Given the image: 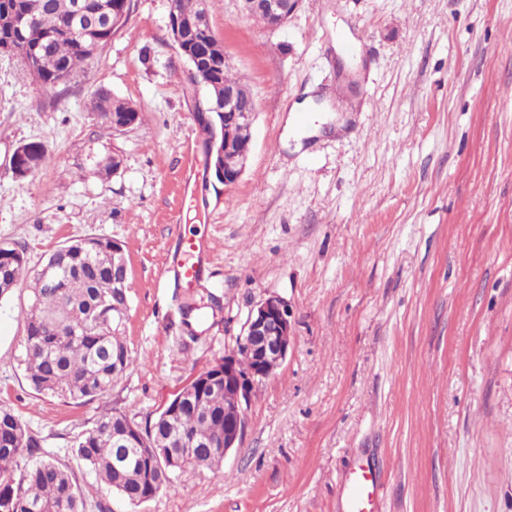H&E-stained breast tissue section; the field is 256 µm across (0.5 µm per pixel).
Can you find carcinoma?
Returning a JSON list of instances; mask_svg holds the SVG:
<instances>
[{
	"mask_svg": "<svg viewBox=\"0 0 512 512\" xmlns=\"http://www.w3.org/2000/svg\"><path fill=\"white\" fill-rule=\"evenodd\" d=\"M93 19L125 7L124 0H90ZM76 0H19L18 6L33 19L26 41L33 51L19 55L27 70L46 86L72 77L79 65L104 48L112 35L100 29L86 37L62 29ZM206 0H171L170 13L201 18L202 28L190 32L191 52L204 54L212 36L205 13ZM121 114L131 111L127 102L101 91L91 108L107 126L106 106ZM39 142L24 144L20 166L34 174L45 160ZM0 297L21 284L26 272L24 252L0 244ZM60 259L54 278L33 274L34 287L25 315L26 377L37 392L49 393L67 403L102 399L114 382L133 364L124 336L113 333L121 310L128 308L126 293L113 278L127 267L123 254L112 252V240L87 235L73 240ZM224 436V388L204 384L177 410L162 411L141 425L127 414L106 409L92 426L79 432L72 452L91 469L112 494L132 503L155 496L171 482V464L181 447L194 441L188 465L214 469L223 463L218 448L207 444ZM84 491L74 475L41 452L38 439L11 410L0 408V512H82Z\"/></svg>",
	"mask_w": 512,
	"mask_h": 512,
	"instance_id": "obj_1",
	"label": "carcinoma"
}]
</instances>
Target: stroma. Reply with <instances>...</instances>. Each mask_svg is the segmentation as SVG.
<instances>
[{
  "label": "stroma",
  "mask_w": 512,
  "mask_h": 512,
  "mask_svg": "<svg viewBox=\"0 0 512 512\" xmlns=\"http://www.w3.org/2000/svg\"><path fill=\"white\" fill-rule=\"evenodd\" d=\"M207 8L257 107L230 186L205 173L170 0H132L108 45L53 88L0 53V243L33 271L77 236L119 242L134 358L106 401L36 392L29 290L16 289L0 298V407L72 469L83 512H341L360 459L383 475L384 512H512V0H300L276 29L242 0ZM102 90L137 108L132 130L92 111ZM309 96L327 122L295 152L286 118ZM29 142L47 161L20 180L10 157ZM107 151L121 165L105 178ZM182 234L212 246L190 292L159 270ZM270 295L290 305L293 343L220 471L186 468L135 508L99 494L74 436L106 407L155 416Z\"/></svg>",
  "instance_id": "1"
}]
</instances>
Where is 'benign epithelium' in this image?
Instances as JSON below:
<instances>
[{"instance_id":"7a95c632","label":"benign epithelium","mask_w":512,"mask_h":512,"mask_svg":"<svg viewBox=\"0 0 512 512\" xmlns=\"http://www.w3.org/2000/svg\"><path fill=\"white\" fill-rule=\"evenodd\" d=\"M249 13L266 15L268 26L284 25L297 9L299 0H243ZM198 22L191 18L169 16L168 27L179 53L190 64L191 77L196 86L218 85L216 74L200 59L190 56L185 44V33ZM224 108L204 100L198 103L196 119L212 131L207 147V166L215 179L224 185L237 181L245 169L251 143L241 144L236 134L251 128L256 103L253 96L239 87H224ZM292 313L288 301L278 295L262 299L252 308L235 346L224 353L214 365L210 380L224 383V442L221 452L228 453L240 447L247 428L246 411L256 386L268 378L285 361L292 345ZM251 357L252 366L243 371L239 366L240 353Z\"/></svg>"}]
</instances>
